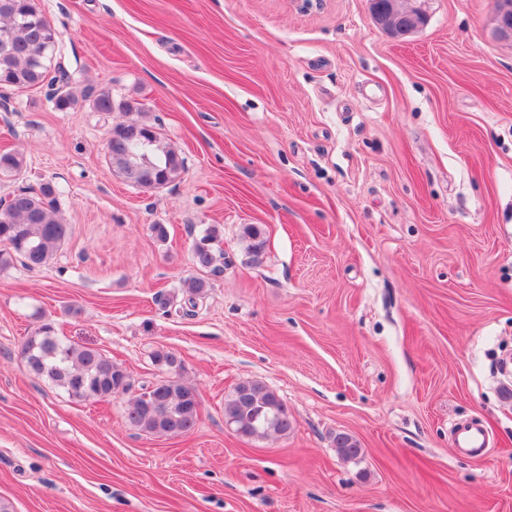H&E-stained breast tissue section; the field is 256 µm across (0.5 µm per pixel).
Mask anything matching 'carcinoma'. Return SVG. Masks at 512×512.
Returning <instances> with one entry per match:
<instances>
[{"mask_svg": "<svg viewBox=\"0 0 512 512\" xmlns=\"http://www.w3.org/2000/svg\"><path fill=\"white\" fill-rule=\"evenodd\" d=\"M59 33L39 10L36 0H0V84L16 89L51 90L49 99L57 107L72 106L75 99L62 92L60 77L52 74V58ZM92 107L111 112L112 92L94 93ZM107 162L124 179L138 177L139 187L160 189L176 180L185 170L184 158L165 145L155 128L130 118L116 125L106 147ZM25 172L22 155L0 153V174L21 176ZM59 188L51 181L38 187H24L8 198L0 199V268L13 257L27 268H41L54 257L69 234L67 223L59 215ZM216 229L208 228L195 242L193 264L201 271L219 270V258L213 247ZM28 370L46 378L80 401H104L131 388L130 376L112 359L98 350L78 348L57 336L54 326L42 325L21 348ZM152 363L164 373L136 395L126 412L128 425L157 436H185L199 419L200 399L195 387L179 377L182 359L173 351L159 349ZM224 420H232L237 433L254 439L272 434L285 436L293 427L286 403L265 384L244 380L224 402ZM334 444L339 456L352 460L361 448L347 433H338Z\"/></svg>", "mask_w": 512, "mask_h": 512, "instance_id": "carcinoma-1", "label": "carcinoma"}]
</instances>
